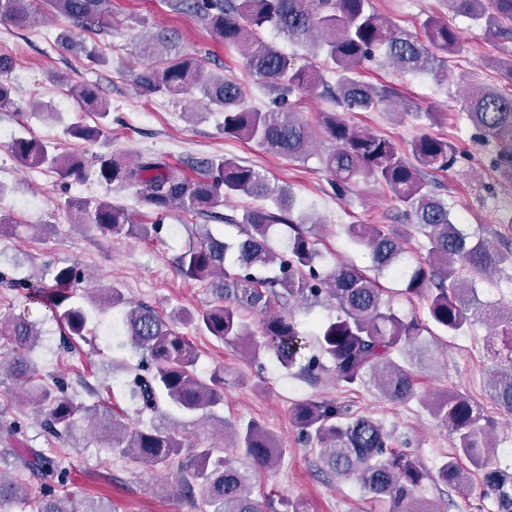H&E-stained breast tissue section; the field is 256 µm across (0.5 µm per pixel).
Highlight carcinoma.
<instances>
[{"instance_id":"obj_1","label":"carcinoma","mask_w":512,"mask_h":512,"mask_svg":"<svg viewBox=\"0 0 512 512\" xmlns=\"http://www.w3.org/2000/svg\"><path fill=\"white\" fill-rule=\"evenodd\" d=\"M29 0H0V20L18 25L37 22L26 8ZM107 0H44L56 12L87 32H97L107 21ZM455 11L484 21L493 37L512 36V0H448ZM176 11L200 19L213 40L226 46L246 47L245 66L273 95L272 108L259 110L244 105L245 92L236 80L208 71L182 52L177 36L163 33L158 45L142 46L143 66L134 83L145 97L197 91L208 104L224 112V134L253 141L267 150L292 159H303L313 134L307 123L288 108V96L308 91L321 81L317 71L294 69L277 46L260 36L271 29L285 40L325 54L337 75L339 104L347 112L394 104L388 90L379 91L358 78L366 60L382 54L397 69L421 72L433 68L434 51L456 54L461 45L457 33L436 17L423 24L424 39L403 37L382 20L372 0H170ZM76 97L100 118L95 126L75 124L67 133L94 143H106L110 110L92 85H83ZM472 124L484 138L496 144L494 167L498 176L512 182V93L498 88H474L464 99ZM320 126L332 148L323 157L334 176L336 195L350 192L359 181H372L389 190L405 207L411 226L426 240L424 259L405 261V233L400 226L351 224V239L368 250L371 270L391 273L404 283L407 295L426 304L427 318L454 334L477 320L491 325L489 344L500 367L489 388L498 406L512 413V307L481 301L476 280L485 279L512 265V250H503L485 238H473L457 224L448 202L427 188L420 167L447 171L457 162L455 148L447 140L423 134L410 144L407 158L392 140L363 133L336 112L322 113ZM13 156L32 168L47 167L62 178L88 176L77 156L52 153L36 138L19 137L8 143ZM97 181L136 186L141 200L158 214L179 209L205 214L224 197L245 195L272 200L277 211H247L239 224L240 238L229 245L211 232L175 257L177 272L189 281L209 284L214 301L203 310L180 308L161 313L144 304L124 312L125 336L130 346L146 359V372L135 374L130 392L139 412L158 415L159 421L141 426L112 409L100 398L87 405L57 395L42 383L30 354L38 344L37 322L27 313L0 317V336L11 345V359L0 361V380L13 381L12 398L38 410L43 431L73 442L88 430L102 447L152 469H166L185 448L177 425L167 422L170 412L201 423L215 419L214 409L224 401V377L213 372L199 376L198 354L177 325H189L200 334L245 353L258 362L269 356L281 367L301 366L306 372L318 367L316 358L304 360L307 346L294 318L272 309L275 303L311 305L320 301L336 305V318L317 327L321 355L330 359L336 381L369 382L387 399L406 403L418 397L412 371L397 361L426 330L417 319H405L384 297L376 278L352 264H338L328 271L318 266L319 251L312 230L291 219L293 193L271 184L251 166L218 158L202 163L204 173L191 179L163 157H144L137 163H119L110 153L92 161ZM65 209L79 224H91L109 235L147 240L158 225L137 222L123 208L95 197L70 198ZM288 228V248L277 252L270 245L275 226ZM234 252L233 269L226 268L228 251ZM81 280L73 266L55 270L53 285L0 281L28 290L29 301L52 313L63 332V347L89 342L85 306L73 301L74 284ZM125 303L116 288H105L93 307ZM262 315L259 330L252 329L243 312ZM426 406L439 426L453 438V453L439 467L440 477L455 484L463 495L471 492L468 462L481 475L483 494L494 496L498 512H512V473L490 466L495 453V422L466 396L458 394ZM291 419L307 442L318 450L320 461L338 479H354L375 497L388 499L389 512H436L422 505L415 491L427 473L409 453L392 447L390 433L370 415H347L332 400L306 399L290 409ZM21 433L16 420L0 412V503L24 505L30 490L20 472L40 476L45 490L35 503L36 512H110L101 501L86 498L74 503L55 492V481L66 483V458L40 452L18 453L11 442ZM233 448L246 463L238 465L217 454L215 448H194L181 461L182 494L193 499L201 493L209 512H263L253 497L261 473L276 467L282 448L275 435L251 421L235 431Z\"/></svg>"}]
</instances>
